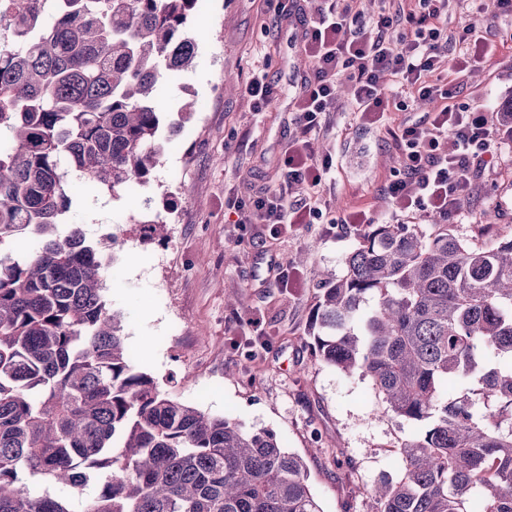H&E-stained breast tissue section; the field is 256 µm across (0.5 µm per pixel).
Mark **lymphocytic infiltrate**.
<instances>
[{
  "instance_id": "obj_1",
  "label": "lymphocytic infiltrate",
  "mask_w": 512,
  "mask_h": 512,
  "mask_svg": "<svg viewBox=\"0 0 512 512\" xmlns=\"http://www.w3.org/2000/svg\"><path fill=\"white\" fill-rule=\"evenodd\" d=\"M305 2L312 20L302 46L315 69L295 101V135L284 153L283 178L259 193L252 208L240 213V223L269 225L278 236L322 218L323 184L331 163L317 158L310 135L337 101L343 80L363 123L383 119L394 106L382 83L386 74L419 98L440 100L442 107L395 133L403 171L385 184L384 195L407 214L468 219L478 167L491 155L498 129L487 113L456 103L457 79L476 64L494 63L499 47L479 31L475 19L490 11L512 16V0H470L475 18L459 32V52L450 57L445 54L448 0H402L395 9L372 14L360 0ZM443 67L452 80L422 82L423 73Z\"/></svg>"
}]
</instances>
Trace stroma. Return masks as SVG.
I'll use <instances>...</instances> for the list:
<instances>
[{
  "label": "stroma",
  "mask_w": 512,
  "mask_h": 512,
  "mask_svg": "<svg viewBox=\"0 0 512 512\" xmlns=\"http://www.w3.org/2000/svg\"><path fill=\"white\" fill-rule=\"evenodd\" d=\"M302 32L298 17L279 15L277 0H197L186 30L197 44L193 67L156 87L162 152L150 182L115 197L76 191L58 231L79 224L96 241L117 236L105 297L140 367L164 391L275 433L303 458L323 512H374L370 487L397 476L398 447L423 426L387 412L368 377L318 361L309 323L320 273L346 275L358 241V229L336 217L361 206L378 223H400L382 193L403 165L393 135L440 103L409 99L406 111L372 126L331 110L313 141L317 156L332 159L323 223L297 225L284 239L268 225L239 223L237 206L281 178L294 101L313 68ZM259 73L273 90L260 109L245 92ZM509 98L512 51L459 80L457 100L474 111H497ZM189 99L197 109L186 117ZM468 209L476 223L456 231L474 246L512 237L511 138L482 167ZM147 224L164 225L163 237L145 236ZM283 270L291 287L275 285ZM252 319L258 334L243 335Z\"/></svg>",
  "instance_id": "stroma-1"
}]
</instances>
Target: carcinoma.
<instances>
[{
    "instance_id": "1",
    "label": "carcinoma",
    "mask_w": 512,
    "mask_h": 512,
    "mask_svg": "<svg viewBox=\"0 0 512 512\" xmlns=\"http://www.w3.org/2000/svg\"><path fill=\"white\" fill-rule=\"evenodd\" d=\"M196 3L0 0V512H322L273 432L184 404L139 367L104 296L116 236L57 233L73 174L114 195L149 183L153 92L192 68ZM25 234L36 247L13 255ZM346 266L323 275L309 345L429 423L374 486L376 512H512V238L483 250L451 224H367ZM467 376L476 392L445 396ZM476 395L498 415L477 417Z\"/></svg>"
}]
</instances>
